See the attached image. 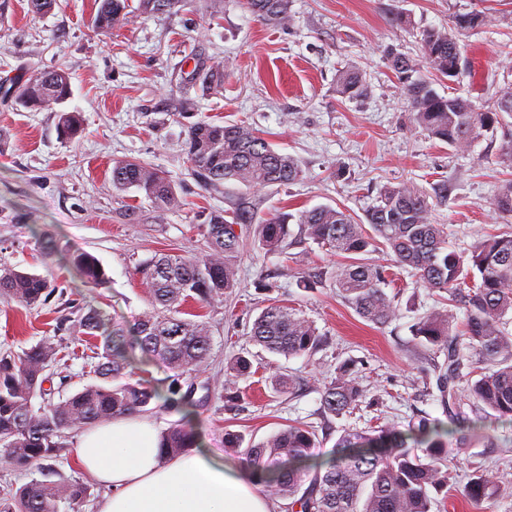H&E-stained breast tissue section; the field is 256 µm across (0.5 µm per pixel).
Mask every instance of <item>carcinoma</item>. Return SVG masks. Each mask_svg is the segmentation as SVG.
<instances>
[{
    "label": "carcinoma",
    "instance_id": "1",
    "mask_svg": "<svg viewBox=\"0 0 512 512\" xmlns=\"http://www.w3.org/2000/svg\"><path fill=\"white\" fill-rule=\"evenodd\" d=\"M186 0H139L138 10L148 16L168 15ZM247 11L274 25L290 21V0H244ZM127 0H98L91 25L109 32L130 22ZM491 22L486 12L454 16L448 28L425 27L419 31L426 67L441 79L459 76L461 49L458 35ZM387 64L402 80V90L414 121L433 139L457 152H467L485 131L503 130L498 158L512 164V84L499 88L490 109L477 107L469 97L438 94L430 83L412 78L417 60L390 49ZM181 85L207 95L223 88L224 60L197 55L191 70L180 69ZM71 93V73L58 67L47 70L18 87L17 103L35 111L53 110ZM336 93L350 100L368 96L362 72L347 66L336 75ZM57 132L63 139L81 133L76 112L57 111ZM184 151L191 175L207 190L227 184L239 187V195L224 211L210 212L204 228L207 248L199 255L162 253L142 264L137 275L148 288L151 309L135 328L134 344L123 329L107 328L100 312L79 316L76 327L101 341L93 366L98 384L87 385L57 403L36 408L32 399L45 394L47 373L58 357V345L45 338L19 353H0V460L17 469L35 467L43 479L33 480L15 493L0 497V512H58V502H68L72 512L89 497L82 483H61L50 462L59 459L68 435L115 417L142 412L155 401L182 413L178 423L161 436V452L168 459L196 447L189 428L191 391L182 381L206 367L211 335L206 322L186 317L183 305L193 299L202 304L224 301L237 287V268L243 249V233L236 226L253 228V241L270 254L290 247L317 244L341 258L334 272L337 294L365 321L390 323L396 316L386 293L389 284L386 260L410 269L424 287L448 293V301L461 305L466 318L461 331L454 330L450 308H434L418 317L413 334L429 348L446 352L438 367L437 387L449 415L460 407L457 391L466 385L474 402L485 412L512 423V229L488 235L466 254L448 244L444 225L435 222L434 211L448 202V185L432 189L406 180L388 184L361 221L330 205H317L297 214L278 208L263 216L255 212L254 198L273 186L299 180L296 159L276 149L253 126L222 125L200 119L188 127ZM112 185L134 188L157 208L181 204L174 184L160 169L137 159H124L112 167ZM497 211L512 218V180L501 184L494 196ZM71 263L85 282L106 283L103 267L95 256L76 253ZM56 292L41 275L0 267V295L18 304L39 307ZM254 341L271 353L284 356L311 354L321 336L313 321L285 305L270 304L254 321ZM478 352V363L468 360L462 341ZM163 364L169 371L166 388L148 380H133L131 353ZM244 356L230 360L224 373L221 396L238 398L236 383L250 373ZM362 397L351 367L343 365L336 379L321 390L323 411L341 416ZM448 432L422 422L418 435L406 438L394 429L373 436L342 435L338 456L327 462H311L315 433L302 425H290L246 450L257 483L291 500L295 512H431V491L448 487V471L440 463L448 458ZM413 446H408V441ZM315 475L301 489L309 469ZM498 487L485 471L476 469L464 487L469 501L478 506Z\"/></svg>",
    "mask_w": 512,
    "mask_h": 512
}]
</instances>
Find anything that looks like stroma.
Wrapping results in <instances>:
<instances>
[{
  "instance_id": "obj_1",
  "label": "stroma",
  "mask_w": 512,
  "mask_h": 512,
  "mask_svg": "<svg viewBox=\"0 0 512 512\" xmlns=\"http://www.w3.org/2000/svg\"><path fill=\"white\" fill-rule=\"evenodd\" d=\"M129 3V23L101 33L90 24L94 0H58L38 18L29 0H0V267L33 271L57 288L34 309L0 297V351L19 352L47 337L60 344L53 401L96 381L89 363L93 342L72 319L94 308L132 332L149 303L137 266L159 253L205 250L201 226L226 202L189 173L183 143L198 120L245 121L298 160L301 179L262 195L260 210L294 213L328 204L359 218L386 184L444 182L448 203L436 218L451 244L465 250L500 230L494 194L512 179V168L498 159L501 131L485 133L467 153L429 137L414 125L385 52L422 54L415 34L392 27V13L410 15L420 28L449 26L458 12L495 14L492 26L462 35L464 72L432 83L439 94L455 91L491 106L496 90L512 83V0H292L285 26L258 20L239 0H188L177 13L159 17L141 14L139 0ZM198 52L224 58L220 92L201 96L180 86V65ZM348 63L361 70L367 98L337 96L336 71ZM57 67L72 76L65 109L84 120L82 136L71 142L60 139L55 113L26 109L6 94L14 83ZM183 97L192 101L189 110L174 113ZM128 158L165 171L182 206L160 210L135 190L116 189L112 167ZM81 251L99 260L104 285H85L69 264ZM337 262L312 243L269 254L248 239L233 293L211 305L185 304L207 322L212 337L206 370L191 378L200 447L242 462L247 446L300 423L315 432L312 456L327 460L347 432L410 433L421 421H445L435 373L445 356L423 348L412 326L418 315L446 306L447 293L394 268L387 293L399 314L377 326L337 295L331 278ZM305 277L314 288L299 287ZM272 302L314 322L321 336L316 351L288 358L253 343V321ZM239 354L252 369L238 383V400L228 402L216 386ZM345 363L363 396L350 413L324 414L320 391ZM275 372L292 380L290 391L273 389ZM461 399L464 420L480 423L482 434L462 451L449 438L450 484L447 493L436 494L432 512H476L463 489L478 468L504 485L488 500L487 512H512V425L484 416L469 393ZM228 432L241 438V447L225 446ZM54 467L62 482L89 485L82 512H100L107 490L81 469L75 439H68Z\"/></svg>"
}]
</instances>
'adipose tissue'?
<instances>
[{"instance_id": "ef3b65f1", "label": "adipose tissue", "mask_w": 512, "mask_h": 512, "mask_svg": "<svg viewBox=\"0 0 512 512\" xmlns=\"http://www.w3.org/2000/svg\"><path fill=\"white\" fill-rule=\"evenodd\" d=\"M77 452L85 470L112 489L101 512H272L247 466L203 448L165 460L157 427L137 416L95 426Z\"/></svg>"}]
</instances>
